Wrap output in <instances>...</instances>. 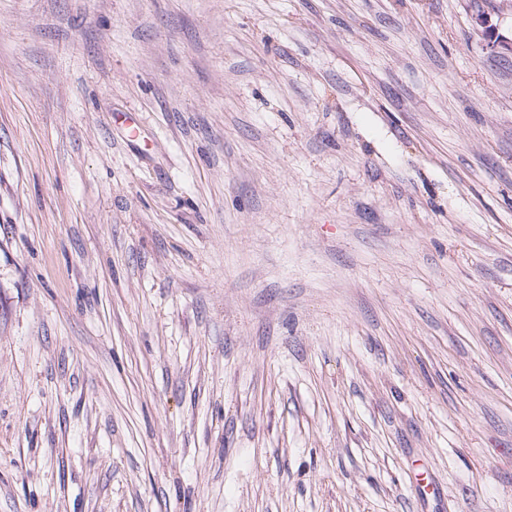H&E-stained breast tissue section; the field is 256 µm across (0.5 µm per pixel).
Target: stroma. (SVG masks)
I'll use <instances>...</instances> for the list:
<instances>
[{"label":"stroma","mask_w":512,"mask_h":512,"mask_svg":"<svg viewBox=\"0 0 512 512\" xmlns=\"http://www.w3.org/2000/svg\"><path fill=\"white\" fill-rule=\"evenodd\" d=\"M512 0H0V512H512Z\"/></svg>","instance_id":"obj_1"}]
</instances>
